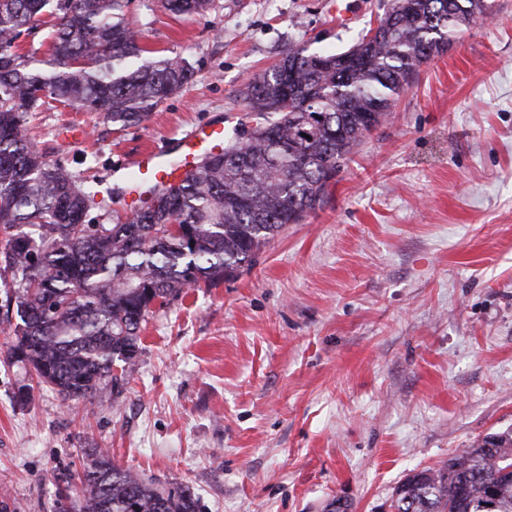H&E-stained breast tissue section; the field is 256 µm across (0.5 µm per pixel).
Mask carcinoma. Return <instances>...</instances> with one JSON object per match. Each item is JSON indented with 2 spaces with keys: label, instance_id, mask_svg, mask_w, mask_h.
<instances>
[{
  "label": "carcinoma",
  "instance_id": "obj_1",
  "mask_svg": "<svg viewBox=\"0 0 512 512\" xmlns=\"http://www.w3.org/2000/svg\"><path fill=\"white\" fill-rule=\"evenodd\" d=\"M200 13L211 0H162ZM128 0H0V360L34 372L62 401L120 395L140 350L141 323L184 289L216 286L260 245L323 202L354 148L458 32L490 15L488 0H378V28L342 52L290 48L251 79L256 114L224 152L118 224H89L95 195L30 143L27 112L43 96L118 130L145 121L192 72L182 59L142 58ZM54 19L51 52L20 40ZM179 225L173 229L172 225ZM484 438L395 488L392 512H512V432ZM62 475L55 512H199L187 485L142 480L103 448H84Z\"/></svg>",
  "mask_w": 512,
  "mask_h": 512
}]
</instances>
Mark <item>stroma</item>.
<instances>
[{
	"mask_svg": "<svg viewBox=\"0 0 512 512\" xmlns=\"http://www.w3.org/2000/svg\"><path fill=\"white\" fill-rule=\"evenodd\" d=\"M464 28L354 150L320 208L251 266L142 324L120 396L15 393L0 363V512H54L56 476L108 449L202 512H391L410 470L512 430V0ZM378 0H213L175 16L130 0L150 57L192 72L124 130L57 104L33 112L47 159L124 221L125 164L202 122L248 129L242 92L289 46L347 50Z\"/></svg>",
	"mask_w": 512,
	"mask_h": 512,
	"instance_id": "stroma-1",
	"label": "stroma"
}]
</instances>
